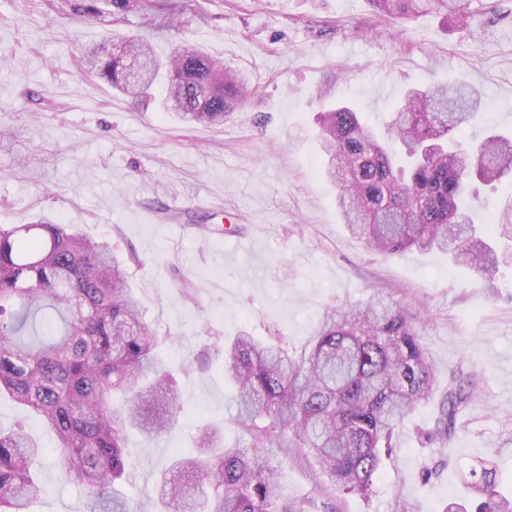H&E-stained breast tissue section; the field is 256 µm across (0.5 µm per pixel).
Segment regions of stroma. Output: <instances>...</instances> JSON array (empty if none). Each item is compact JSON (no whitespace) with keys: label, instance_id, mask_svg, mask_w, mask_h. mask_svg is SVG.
Instances as JSON below:
<instances>
[{"label":"stroma","instance_id":"stroma-1","mask_svg":"<svg viewBox=\"0 0 512 512\" xmlns=\"http://www.w3.org/2000/svg\"><path fill=\"white\" fill-rule=\"evenodd\" d=\"M0 0V225L49 219L109 242L126 260L145 322L172 335L159 356L178 370L183 414L154 440L129 433L132 470L118 490L153 512L155 485L175 454L192 452L203 423L232 420L222 364L181 374L206 333L273 330L294 356L310 350L330 307L384 295L415 318L440 377L457 368L481 388L442 450L426 444L443 389L394 432L392 457L370 495H339L336 512H445L465 498L460 468L493 462L512 494V267L494 287L447 254L387 255L345 228L324 163L318 116L352 105L381 128L408 88L467 83L485 96L469 140L512 133V0L457 28L440 15L399 26L368 0H165L130 5L121 34L164 57L189 41L243 73L240 105L223 125L189 124L112 91L84 67L107 42L111 0ZM281 491L316 497L313 459L276 454ZM31 512H91L81 486L39 472Z\"/></svg>","mask_w":512,"mask_h":512}]
</instances>
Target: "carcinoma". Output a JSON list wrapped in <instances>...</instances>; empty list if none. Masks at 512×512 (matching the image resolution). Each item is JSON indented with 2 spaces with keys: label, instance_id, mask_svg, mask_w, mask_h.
<instances>
[{
  "label": "carcinoma",
  "instance_id": "obj_1",
  "mask_svg": "<svg viewBox=\"0 0 512 512\" xmlns=\"http://www.w3.org/2000/svg\"><path fill=\"white\" fill-rule=\"evenodd\" d=\"M368 3L397 22L442 14L460 26L487 9L485 0ZM112 39L121 53L91 47L87 70L145 104L161 85L164 111L184 121L224 123L246 83L187 41L162 63L140 39ZM482 109L480 91L450 83L409 90L381 132L351 106L324 112L322 175L336 186L350 234L383 253L441 251L494 287L500 266L512 264V202L480 229L467 200L473 181L512 175V140L459 139ZM161 342L109 243L51 221L0 226V396L38 415L55 438L48 450L22 422L0 428V512H28L42 496L37 466L49 452L65 480L87 488L93 512H137L114 491L127 474L126 435L135 429L153 440L182 411L175 375L156 356ZM206 348L224 355L246 441L228 447L223 431L200 429L195 453L174 460L157 483L159 512L180 501L190 512H311L314 501L281 495L268 448L305 449L332 491L366 493L390 458L395 427L438 383L413 318L382 298L328 310L298 358L280 337L246 330L227 344L211 336ZM473 394L470 373L448 374L429 441L455 434ZM463 480L482 498L475 512H512L490 462L469 465Z\"/></svg>",
  "mask_w": 512,
  "mask_h": 512
}]
</instances>
